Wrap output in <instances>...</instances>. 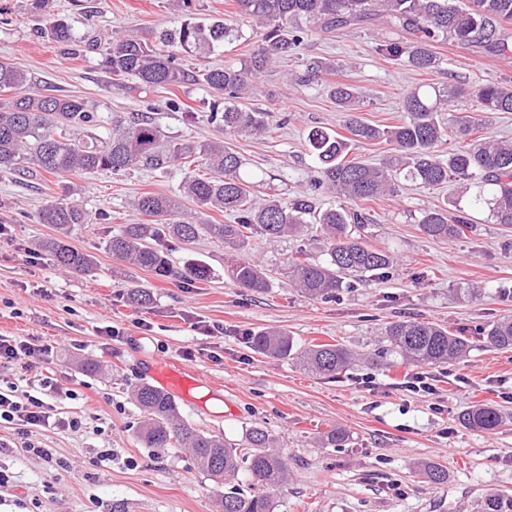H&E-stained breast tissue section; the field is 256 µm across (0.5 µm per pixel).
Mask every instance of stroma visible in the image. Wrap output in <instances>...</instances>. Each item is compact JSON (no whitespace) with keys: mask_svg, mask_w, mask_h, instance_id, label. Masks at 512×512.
<instances>
[{"mask_svg":"<svg viewBox=\"0 0 512 512\" xmlns=\"http://www.w3.org/2000/svg\"><path fill=\"white\" fill-rule=\"evenodd\" d=\"M28 7L29 0H0V59L25 67L32 90L83 98L106 130L113 113L147 111L171 135L218 138L206 118L189 125L180 112L207 98V88L190 81L147 92L114 85L102 51L89 47L125 31L175 25L181 13L172 0H50L51 10L72 25L67 46L49 40ZM395 34L384 26L327 38L313 33L298 57L260 75L246 104L272 111L275 126L266 136L233 140L247 169L264 180L260 197L286 204L308 191L307 133L340 120L327 92L330 79L361 90L360 115L376 125L398 122L402 98L420 85L512 84V59L481 58L451 40L435 44L440 65L428 73L377 56L376 40ZM311 57L334 62L333 75L301 82L302 61ZM186 172L176 166L162 174L104 171L64 179L41 171L0 174V336L46 348L33 373L52 376L67 391L58 410L82 423L75 431L46 426L32 432V440L67 463L58 482L0 423V471L11 477L0 487V512H216L221 489L197 470L188 450L145 448L133 434L139 410L131 392L149 382L151 366L168 358L208 379L190 398L177 400L192 427L236 444L254 426L275 438L289 476L272 495L273 512H478L489 492L512 495V423L484 433L458 421L479 403L512 413V352L477 348L459 362L424 366L433 389L412 393L405 383L416 367L398 358L327 377L290 359L268 358L248 343L251 332L280 328L299 348L341 343L366 354L379 347L383 326L395 319L432 321L475 337L485 324L512 315V226L479 213L464 234L433 239L420 230V214L444 205L451 187L401 182L397 194L372 203L373 222L363 230L370 245L393 253L392 267L385 277L353 280L327 302L301 297L283 275L297 251L320 258L322 245L310 232L275 242L252 238L244 254L272 277L262 295L244 292L230 277L244 254L211 238L168 252L177 268L191 258L207 262L214 275L203 283L119 264L108 250L110 237L121 225L146 221L132 200L145 192L177 193ZM59 198L91 216L67 237L68 245L92 256L88 274L64 271L46 253L38 263L27 260L38 242L56 237L54 226L37 223L36 214ZM131 282L151 291L150 305L128 304ZM469 287L476 297H455V289ZM206 324L213 333L203 332ZM107 326L120 329L118 340L104 335ZM87 362L99 372L86 373ZM334 428L348 433L346 447H322L321 435ZM106 448L112 456L104 460ZM424 465L447 470V482H426L419 474Z\"/></svg>","mask_w":512,"mask_h":512,"instance_id":"1","label":"stroma"}]
</instances>
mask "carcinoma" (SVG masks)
Here are the masks:
<instances>
[{
	"instance_id": "cac0c4a2",
	"label": "carcinoma",
	"mask_w": 512,
	"mask_h": 512,
	"mask_svg": "<svg viewBox=\"0 0 512 512\" xmlns=\"http://www.w3.org/2000/svg\"><path fill=\"white\" fill-rule=\"evenodd\" d=\"M48 0H31L30 9L41 16L44 34L60 44L73 41L68 19L47 11ZM233 19L194 17L179 25L146 36L127 33L104 47L112 75L132 78L138 88L153 90L179 86L187 79L210 89V98L196 108L184 109L193 122L197 113H207L209 123L226 135L260 136L270 126L271 111L242 108L238 100L253 96L255 79L279 59L297 53L305 35L332 34L343 29H371L386 25L402 33L398 39L376 43V54L398 61L416 71L438 66L434 43L451 39L480 57H512V43L501 32L512 20V0H234ZM248 27L256 39L253 52L240 64L206 66L195 74L184 67V58L206 59L221 46L243 40ZM31 78L16 62L0 60V172L37 168L54 177L78 172L132 170L164 173L176 164L201 163L203 173L187 175L177 196L146 193L132 207L149 217L145 224H125L108 241L112 255L126 263L171 275L188 284L211 277L208 264L186 262L175 271L165 249L174 243L189 244L202 236L245 249L261 235L269 241L296 236L313 229L324 245L322 258L302 254L288 263V279L304 296L333 300L349 279L382 274L393 265L389 251L367 244L360 234L371 216L359 203L374 201L396 192L404 177L421 188L451 183L455 190L442 207L421 213L420 229L433 239L454 238L471 228L473 214L488 212L493 223L512 225V139L486 141L476 135L481 114L512 112V85L488 83L472 90L458 86L439 89L424 85L411 89L402 99L404 116L392 125H371L357 115L359 92L345 82L329 85L337 111L343 115V135L328 127H314L307 144L319 177L312 190L336 195L342 203L318 208L308 194L297 196L284 207L277 199L257 195L260 179L244 170L239 154L224 140L191 141L167 135L156 121L138 113L117 116L104 136L96 133L98 116L81 98L57 97L27 91ZM464 142L443 155L438 150L448 135ZM386 141L395 153L369 164L349 157L358 143ZM196 209H185L182 200ZM234 217L232 224L206 221L208 212ZM38 221L52 224L57 237L43 247L57 264L72 273L93 269L90 255L70 247L65 237L72 226L89 223L87 212L63 199L48 202L39 210ZM238 287L263 294L272 287L266 270L243 258L232 269ZM127 300L136 307L152 301L150 291L133 286ZM381 353H396L416 365H439L467 357L473 341L430 321L396 320L383 332ZM252 348L269 357L294 360L304 369L335 377L356 365L362 356L342 344H317L296 348L285 331L263 329L250 334ZM482 346L512 350V315L480 329ZM141 416L134 428L145 448H171L178 444L190 450L196 468L216 485L226 489L218 500L219 512H272L271 494L288 481V466L275 439L264 428H251L245 452H239L223 437L196 430L180 415L175 398L149 384L132 391ZM468 429L491 433L512 422L490 404L469 407L458 416ZM349 436L341 429L322 434L328 448H342ZM251 479L245 492L235 480L240 468ZM482 512H512V495L490 492Z\"/></svg>"
}]
</instances>
